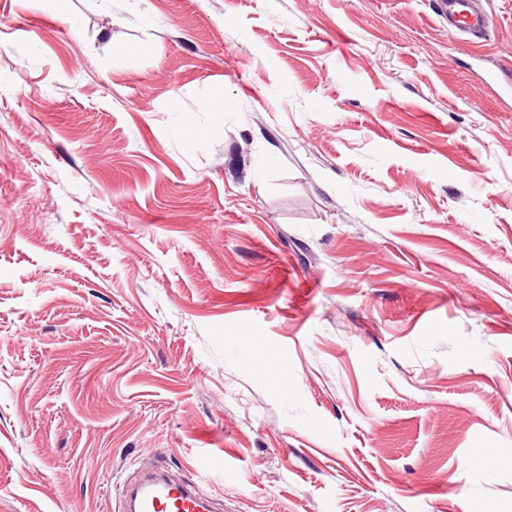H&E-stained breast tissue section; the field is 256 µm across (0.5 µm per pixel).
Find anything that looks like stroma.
Masks as SVG:
<instances>
[{"label": "stroma", "mask_w": 512, "mask_h": 512, "mask_svg": "<svg viewBox=\"0 0 512 512\" xmlns=\"http://www.w3.org/2000/svg\"><path fill=\"white\" fill-rule=\"evenodd\" d=\"M481 3L470 42L434 0H0V512L154 465L216 512H512Z\"/></svg>", "instance_id": "1"}]
</instances>
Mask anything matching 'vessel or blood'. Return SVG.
<instances>
[{
	"label": "vessel or blood",
	"mask_w": 512,
	"mask_h": 512,
	"mask_svg": "<svg viewBox=\"0 0 512 512\" xmlns=\"http://www.w3.org/2000/svg\"><path fill=\"white\" fill-rule=\"evenodd\" d=\"M438 13L448 20V32L482 38L490 27L488 15L477 0H440ZM125 512H211V502L194 486L169 479L153 468L145 481L123 497Z\"/></svg>",
	"instance_id": "1"
}]
</instances>
